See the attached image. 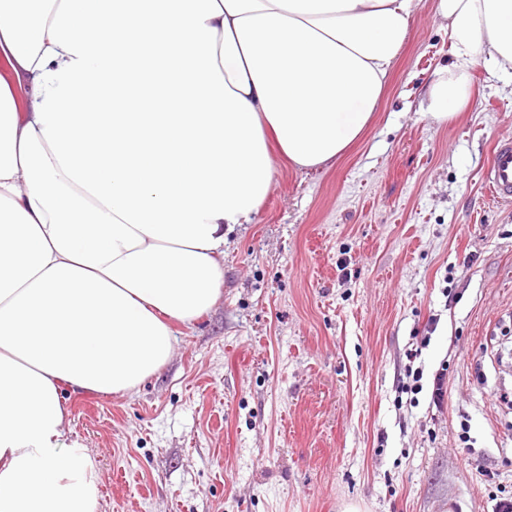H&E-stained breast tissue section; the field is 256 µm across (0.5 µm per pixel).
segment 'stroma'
<instances>
[{
    "label": "stroma",
    "instance_id": "obj_1",
    "mask_svg": "<svg viewBox=\"0 0 512 512\" xmlns=\"http://www.w3.org/2000/svg\"><path fill=\"white\" fill-rule=\"evenodd\" d=\"M438 4L414 0L345 153L273 154L269 194L226 238L222 295L173 322L169 362L131 395L62 387L97 512H493L512 491V204L482 182L512 138V79L476 55L465 107L426 114L451 59Z\"/></svg>",
    "mask_w": 512,
    "mask_h": 512
}]
</instances>
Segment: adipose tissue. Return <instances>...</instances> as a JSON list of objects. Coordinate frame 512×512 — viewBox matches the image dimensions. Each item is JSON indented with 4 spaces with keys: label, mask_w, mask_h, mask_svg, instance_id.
Listing matches in <instances>:
<instances>
[{
    "label": "adipose tissue",
    "mask_w": 512,
    "mask_h": 512,
    "mask_svg": "<svg viewBox=\"0 0 512 512\" xmlns=\"http://www.w3.org/2000/svg\"><path fill=\"white\" fill-rule=\"evenodd\" d=\"M414 0H0V512H97L61 385L125 396L170 320L221 297L224 236L268 195L267 140L302 168L368 124ZM454 61L512 78V0H439ZM29 106L17 112L16 91Z\"/></svg>",
    "instance_id": "adipose-tissue-1"
}]
</instances>
